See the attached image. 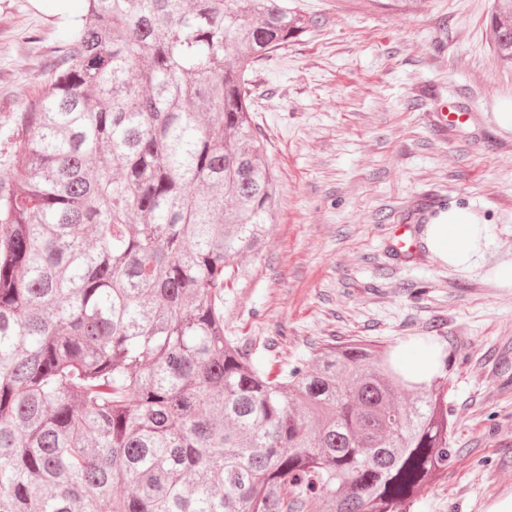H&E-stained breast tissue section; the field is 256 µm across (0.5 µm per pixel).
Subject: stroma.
Wrapping results in <instances>:
<instances>
[{"label": "stroma", "mask_w": 512, "mask_h": 512, "mask_svg": "<svg viewBox=\"0 0 512 512\" xmlns=\"http://www.w3.org/2000/svg\"><path fill=\"white\" fill-rule=\"evenodd\" d=\"M319 28L250 73L278 175L275 221L225 291L224 333L279 366L320 343L432 340L448 356L450 458L411 512L512 503V66L494 0H294ZM74 16L0 0V168L16 116ZM493 228L484 268L442 266L421 236L450 204ZM492 14L493 42L498 57L512 66V0H495Z\"/></svg>", "instance_id": "obj_1"}]
</instances>
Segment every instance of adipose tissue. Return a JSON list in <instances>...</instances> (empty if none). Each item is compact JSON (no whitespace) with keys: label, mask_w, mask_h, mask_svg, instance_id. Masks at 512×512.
<instances>
[{"label":"adipose tissue","mask_w":512,"mask_h":512,"mask_svg":"<svg viewBox=\"0 0 512 512\" xmlns=\"http://www.w3.org/2000/svg\"><path fill=\"white\" fill-rule=\"evenodd\" d=\"M424 242L441 263L473 270L495 240L487 224L478 222L470 209L454 205L425 225Z\"/></svg>","instance_id":"1"}]
</instances>
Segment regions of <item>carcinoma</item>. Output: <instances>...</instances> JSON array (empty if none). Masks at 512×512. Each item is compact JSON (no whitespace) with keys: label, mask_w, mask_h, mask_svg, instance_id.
I'll return each instance as SVG.
<instances>
[{"label":"carcinoma","mask_w":512,"mask_h":512,"mask_svg":"<svg viewBox=\"0 0 512 512\" xmlns=\"http://www.w3.org/2000/svg\"><path fill=\"white\" fill-rule=\"evenodd\" d=\"M80 11L0 170V512H409L448 470L445 375L359 340L275 368L224 335L278 187L250 70L320 19ZM403 363L409 376L418 381L428 379L437 366L434 356L425 348L415 349L413 358L409 361L403 359Z\"/></svg>","instance_id":"1"}]
</instances>
